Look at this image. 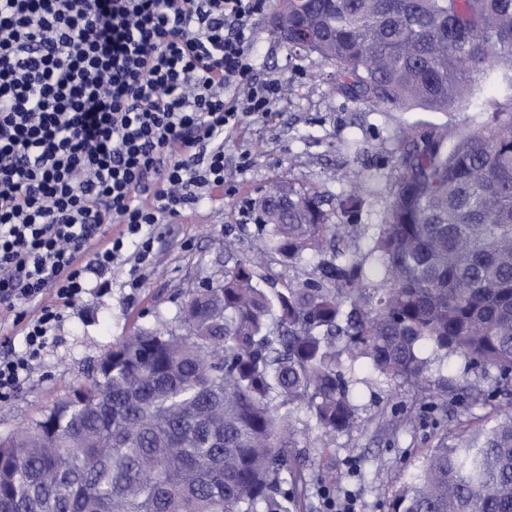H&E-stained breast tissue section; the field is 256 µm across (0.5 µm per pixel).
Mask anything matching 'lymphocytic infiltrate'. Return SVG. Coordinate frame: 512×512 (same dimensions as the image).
<instances>
[{
  "instance_id": "1",
  "label": "lymphocytic infiltrate",
  "mask_w": 512,
  "mask_h": 512,
  "mask_svg": "<svg viewBox=\"0 0 512 512\" xmlns=\"http://www.w3.org/2000/svg\"><path fill=\"white\" fill-rule=\"evenodd\" d=\"M265 5L0 0L1 402L65 308L223 188L225 133L284 94L254 74Z\"/></svg>"
}]
</instances>
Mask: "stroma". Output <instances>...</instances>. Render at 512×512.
<instances>
[{"mask_svg":"<svg viewBox=\"0 0 512 512\" xmlns=\"http://www.w3.org/2000/svg\"><path fill=\"white\" fill-rule=\"evenodd\" d=\"M252 52L260 76L286 86L284 97L267 116L246 119L226 138L223 189L158 226L150 264L118 265L107 293L65 310L57 341L34 376L0 402V437L68 396L134 328L175 324L185 289L223 270L225 240L235 241L239 256L250 254L259 236L258 205L273 183L313 187L332 200L349 191L354 177L385 191L395 180L406 125L418 120L422 132L444 126L454 135L512 111V98L485 79L476 83L473 104L447 113L384 112L350 101L333 91L330 69L317 55L278 40L263 15L255 20ZM360 378L358 422L337 435L330 450L354 512H388L395 492L441 438H456L492 416L490 407L455 397L431 413L399 382L379 383L368 369Z\"/></svg>","mask_w":512,"mask_h":512,"instance_id":"stroma-1","label":"stroma"}]
</instances>
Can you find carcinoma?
Segmentation results:
<instances>
[{
  "label": "carcinoma",
  "instance_id": "1",
  "mask_svg": "<svg viewBox=\"0 0 512 512\" xmlns=\"http://www.w3.org/2000/svg\"><path fill=\"white\" fill-rule=\"evenodd\" d=\"M275 6L288 17L275 36L363 104L446 113L492 75L512 97V0ZM403 139L363 256L343 222L359 186L329 208L317 189L274 184L257 256L186 289L175 326L118 339L75 397L0 438V512H302L310 483L336 495L330 462L323 474L306 462L356 425L364 367L443 407L428 351L495 371L511 407L512 113ZM327 251L317 280L269 290L255 272L274 254ZM459 397L487 400L466 374ZM389 512H512V411L438 443Z\"/></svg>",
  "mask_w": 512,
  "mask_h": 512
}]
</instances>
